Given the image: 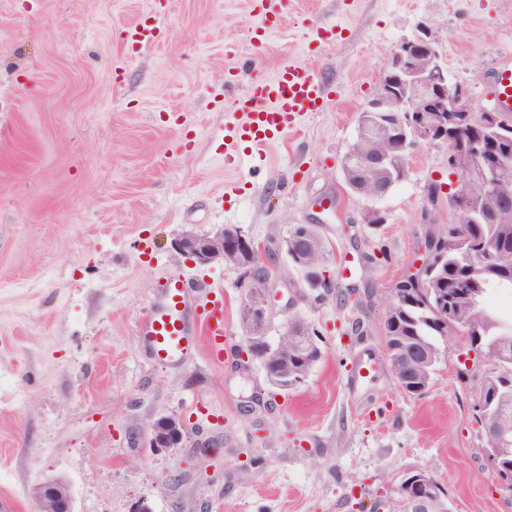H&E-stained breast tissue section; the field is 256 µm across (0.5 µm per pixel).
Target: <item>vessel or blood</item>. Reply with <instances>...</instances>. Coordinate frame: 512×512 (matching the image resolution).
<instances>
[{
    "label": "vessel or blood",
    "instance_id": "1",
    "mask_svg": "<svg viewBox=\"0 0 512 512\" xmlns=\"http://www.w3.org/2000/svg\"><path fill=\"white\" fill-rule=\"evenodd\" d=\"M156 40L153 27L139 24L126 32L125 44L134 53L143 51ZM500 112L512 116V67L498 69L495 76ZM326 89L315 72L303 64L285 60L270 80L251 84L248 91L232 104L243 113V122L225 128V136L260 149L283 133L296 128L302 116L321 111L326 105ZM193 283L182 278L168 279L150 306L139 330L145 351L153 358L175 364L198 344L207 340L215 358H222L227 336L224 315L215 308L200 322L191 319L190 295Z\"/></svg>",
    "mask_w": 512,
    "mask_h": 512
}]
</instances>
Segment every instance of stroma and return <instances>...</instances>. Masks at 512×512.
<instances>
[{
  "mask_svg": "<svg viewBox=\"0 0 512 512\" xmlns=\"http://www.w3.org/2000/svg\"><path fill=\"white\" fill-rule=\"evenodd\" d=\"M281 26L255 47L250 0H0V512H33L35 486L64 481L74 512H371L425 469L453 512H512L461 378L464 340H438L425 394H403L387 360L385 301L445 230L446 146L416 145L361 223L341 161L357 116L399 44L429 26L472 109L494 105L512 65V0H280ZM155 45L127 56L141 20ZM332 90L323 111L224 165L226 104L285 58ZM326 245L327 288L288 263L292 227ZM240 230L277 269L267 339L289 319L323 357L280 391L237 354V270L181 255L186 232ZM205 286L234 350L207 343L150 359L139 326L166 279ZM184 420L175 448L149 446L162 416Z\"/></svg>",
  "mask_w": 512,
  "mask_h": 512,
  "instance_id": "stroma-1",
  "label": "stroma"
}]
</instances>
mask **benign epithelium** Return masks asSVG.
I'll list each match as a JSON object with an SVG mask.
<instances>
[{
  "instance_id": "obj_1",
  "label": "benign epithelium",
  "mask_w": 512,
  "mask_h": 512,
  "mask_svg": "<svg viewBox=\"0 0 512 512\" xmlns=\"http://www.w3.org/2000/svg\"><path fill=\"white\" fill-rule=\"evenodd\" d=\"M467 88L448 75L432 33L423 28L419 35L400 44L386 63L373 98L359 113L356 137L382 143L390 148L401 145L394 159L383 153H350L341 161L342 173L351 167L374 169L381 184L377 193L368 198L370 205L361 211V223L384 224L387 221L380 203L388 195L394 180H402L408 170L409 150L416 144L448 146V208L451 223L461 217L472 221L478 216V196L470 189L475 184L483 195L495 204L512 200V129L503 127L496 108L474 112L467 104ZM312 224H297L294 233L284 240L283 249L295 265L304 268L312 288L327 285L321 265L311 257L325 252L321 236ZM180 254L196 264L214 263L232 266L241 271L239 321L246 341V355L262 359L268 383L286 391L306 379L307 357L303 339L311 326L297 318L289 320L284 335L272 345L267 341L271 296L269 286L274 277L273 264L262 257L260 247L237 230L221 228L213 234L184 233L176 243ZM428 260L410 278H427L434 285L432 301L428 303L435 320L450 324L456 335L465 337L467 349L480 348L498 366L512 362V336H497L483 341L475 326L474 313L479 305L477 291L470 288L466 302L448 297V260L435 255V247L424 240ZM478 254L481 265L488 271L501 270L498 250H467L456 253L458 265L469 264V257ZM420 295L396 287L391 302L386 305L382 333L390 370L399 389L407 395L425 392L439 359L438 350L419 336L400 332L402 321L410 319V309L419 307ZM289 339V348L282 341ZM464 377H476L481 397L477 399L478 424L482 436L495 438L496 446L489 449L493 473L499 488L512 493V426L502 424V413L512 406V382L497 376L485 365L467 362L460 369ZM186 435L185 423L177 417H161L150 427V443L154 448H171ZM402 512H449L448 494L432 475L415 470L405 475L398 486ZM36 512H73V500L67 484L46 479L35 491Z\"/></svg>"
}]
</instances>
